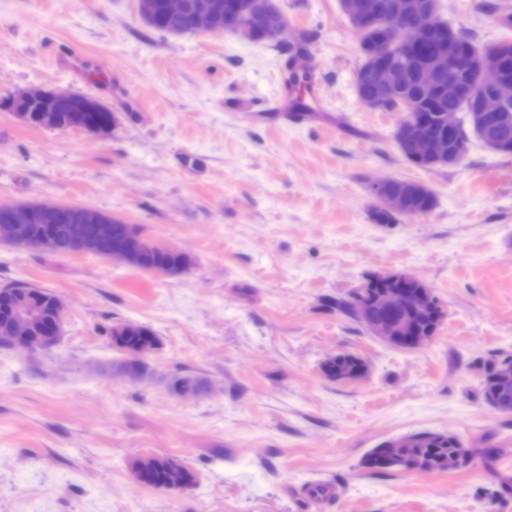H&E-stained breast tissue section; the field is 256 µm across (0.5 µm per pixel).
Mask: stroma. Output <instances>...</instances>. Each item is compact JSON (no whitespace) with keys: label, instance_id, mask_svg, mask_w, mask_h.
Masks as SVG:
<instances>
[{"label":"stroma","instance_id":"1","mask_svg":"<svg viewBox=\"0 0 512 512\" xmlns=\"http://www.w3.org/2000/svg\"><path fill=\"white\" fill-rule=\"evenodd\" d=\"M285 29L173 36L137 0H0V204L91 208L185 252L156 277L109 259L19 252L0 241V287L53 292L59 343L0 344V512H512V414L480 392L479 363L512 355V158L470 139L453 167L400 153V113L363 106L359 37L340 0H272ZM487 0H438V16L479 41L504 37ZM320 81V111L264 116L284 86L295 36ZM86 50L112 65L110 135L34 127L4 102L32 88L98 96L93 78L50 59ZM425 183L429 213L380 223L373 180ZM408 273L446 316L428 345L373 336L352 293ZM150 327L142 380L123 377L112 327ZM340 353L355 382L327 378ZM203 383L176 394L184 376ZM419 431L492 448L494 470L380 472V443ZM177 458L193 481L138 483L135 460ZM364 365L365 363L362 359L352 354H342L339 357L333 356L328 358L323 364V372L330 379L336 374V371L355 376Z\"/></svg>","mask_w":512,"mask_h":512}]
</instances>
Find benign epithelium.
Listing matches in <instances>:
<instances>
[{
    "label": "benign epithelium",
    "mask_w": 512,
    "mask_h": 512,
    "mask_svg": "<svg viewBox=\"0 0 512 512\" xmlns=\"http://www.w3.org/2000/svg\"><path fill=\"white\" fill-rule=\"evenodd\" d=\"M351 14L357 18L356 32L366 42L368 54L380 63V76L377 82V94L360 98V102L371 109L381 105V98L387 95L398 82L401 71L399 55L413 47L425 33L439 30L441 21L437 19L436 0H389L386 9L376 12L368 8L365 0H346ZM218 4L216 0H165L163 17L174 21L184 15L191 17L194 31L197 33L214 31ZM138 10L142 19L151 27L159 23L154 0H138ZM490 58L483 54L470 53L445 44L431 58V62L421 66L424 77V90L439 97L467 98L472 112V120L486 133L489 144L494 148L502 145L496 129L506 109L512 107V77L499 80L491 91L481 87L483 71L489 69ZM467 72L472 83L465 88L457 75ZM69 105V111L78 113L79 122L72 129L90 134H106L112 130L115 119L101 125L88 119L90 112H107L109 108L99 99L72 92L51 88H32L18 93L11 102V108L19 117L29 118L31 106L39 105V123L41 126L56 128V104ZM408 116L399 132V150L410 160L428 161L431 166L445 167L458 162L466 153L461 148L451 155L448 153L450 139L459 132L460 117L454 112L440 116V124L447 128L445 132H433L424 126L423 121L415 118L413 107L404 105ZM397 182V179H385L372 185L371 193L380 206L393 210H403L404 197L400 194L388 195L384 189ZM70 206L34 202L31 204H10L7 207L6 223L0 224V240L8 241L19 251L51 252L56 250L58 242L53 234L52 225L63 224L68 220ZM81 221L69 226L66 248L72 254H83L89 247L87 225L95 228L99 238L113 242L118 236L123 221L103 212L87 208H78ZM32 224H43L45 230L38 236L30 229ZM153 248L142 236L127 233L124 238L114 242L111 250L104 254L106 259H117L135 269L140 268L145 251ZM405 284L401 288L386 289L375 298L374 304L385 313V319L373 321L366 318L369 295L366 286L353 292V301L357 313L369 330L389 345L413 350L432 341L428 336H410L408 328L399 321L406 311L434 309L439 307L430 290L417 279L401 275ZM55 320L40 332L33 333L31 328L41 319L40 307L31 300H20L14 308L15 329L11 336L3 340L18 347L35 350L52 346L58 338L59 328L64 315L63 304H57ZM169 470L165 490H178L183 487V466L174 459L167 458Z\"/></svg>",
    "instance_id": "1"
}]
</instances>
